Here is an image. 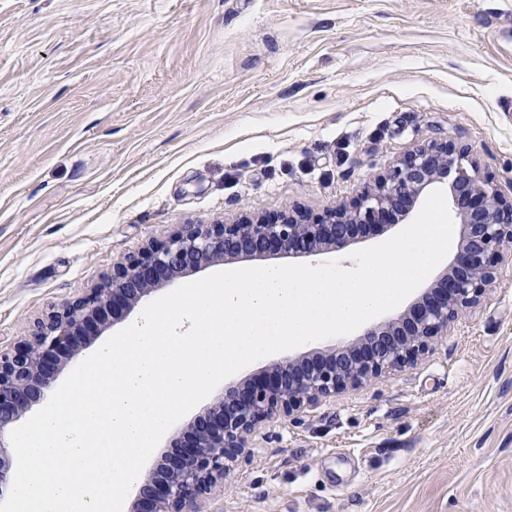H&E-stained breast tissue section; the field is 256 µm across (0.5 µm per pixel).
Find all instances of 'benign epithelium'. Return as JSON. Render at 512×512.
<instances>
[{
	"mask_svg": "<svg viewBox=\"0 0 512 512\" xmlns=\"http://www.w3.org/2000/svg\"><path fill=\"white\" fill-rule=\"evenodd\" d=\"M445 180L463 220L452 272L397 321L367 329L348 347L313 359H282L252 382L225 389L140 486L134 512H203V495L230 474L262 425L416 365L479 304L496 282L498 265L512 260V197L501 196L491 179L479 175L466 149L446 140L414 146L349 203L315 218L293 209L275 219L182 224L167 240L113 266L102 286L35 322L31 340L0 350V489L15 474L9 439L15 422L52 391L63 362L160 284L239 256L340 252L363 234L383 231L395 214H408L426 187Z\"/></svg>",
	"mask_w": 512,
	"mask_h": 512,
	"instance_id": "obj_1",
	"label": "benign epithelium"
}]
</instances>
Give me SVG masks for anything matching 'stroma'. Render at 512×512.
Masks as SVG:
<instances>
[{
	"instance_id": "obj_1",
	"label": "stroma",
	"mask_w": 512,
	"mask_h": 512,
	"mask_svg": "<svg viewBox=\"0 0 512 512\" xmlns=\"http://www.w3.org/2000/svg\"><path fill=\"white\" fill-rule=\"evenodd\" d=\"M431 140L512 196V0H0V349L177 225L322 214ZM205 506L512 512V265Z\"/></svg>"
}]
</instances>
